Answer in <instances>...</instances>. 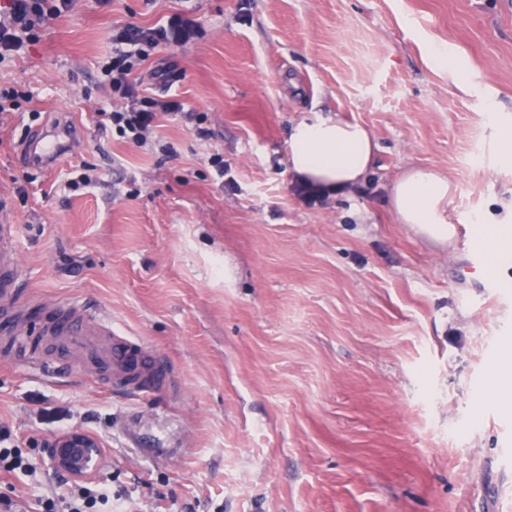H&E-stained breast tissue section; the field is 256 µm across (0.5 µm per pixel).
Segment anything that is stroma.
Masks as SVG:
<instances>
[{
    "label": "stroma",
    "mask_w": 512,
    "mask_h": 512,
    "mask_svg": "<svg viewBox=\"0 0 512 512\" xmlns=\"http://www.w3.org/2000/svg\"><path fill=\"white\" fill-rule=\"evenodd\" d=\"M183 10L200 35L153 52L141 87L203 124L160 117L142 146L98 131L114 29ZM0 87L19 93L0 196L29 327L52 300L99 307L169 377L148 396L66 364L47 377L0 340V429L35 468L26 512L63 490L43 447L75 432L102 443L92 481L114 512H512V410L492 382L512 265L469 268L512 231V0H77L0 63ZM336 113L371 130L375 160L309 205L288 131ZM61 114L76 151L23 164ZM86 165L93 182L70 190ZM411 166L454 182L453 245L396 222L390 187Z\"/></svg>",
    "instance_id": "1"
}]
</instances>
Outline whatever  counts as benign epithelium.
Masks as SVG:
<instances>
[{
  "mask_svg": "<svg viewBox=\"0 0 512 512\" xmlns=\"http://www.w3.org/2000/svg\"><path fill=\"white\" fill-rule=\"evenodd\" d=\"M45 448L51 464L72 478H89L103 464L101 442L88 434H67L47 442Z\"/></svg>",
  "mask_w": 512,
  "mask_h": 512,
  "instance_id": "7a95c632",
  "label": "benign epithelium"
}]
</instances>
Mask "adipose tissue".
<instances>
[{
  "mask_svg": "<svg viewBox=\"0 0 512 512\" xmlns=\"http://www.w3.org/2000/svg\"><path fill=\"white\" fill-rule=\"evenodd\" d=\"M376 143L360 123L332 115L295 121L288 136V170L298 179L337 191L357 184L369 170ZM454 185L432 169L404 171L391 188V205L399 223L423 239L446 245L456 230L446 218Z\"/></svg>",
  "mask_w": 512,
  "mask_h": 512,
  "instance_id": "ef3b65f1",
  "label": "adipose tissue"
}]
</instances>
